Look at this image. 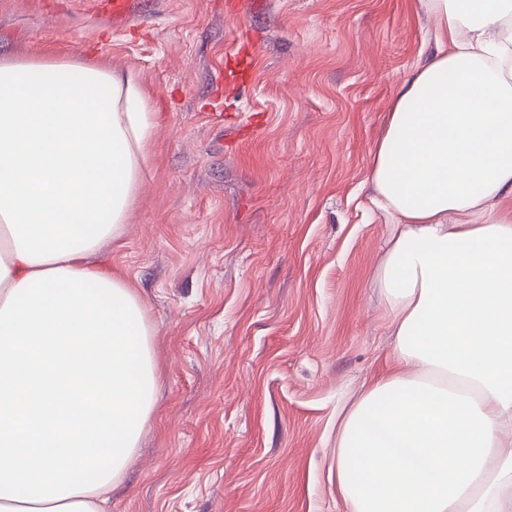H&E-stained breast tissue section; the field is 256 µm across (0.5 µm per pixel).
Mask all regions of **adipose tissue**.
Listing matches in <instances>:
<instances>
[{
	"mask_svg": "<svg viewBox=\"0 0 512 512\" xmlns=\"http://www.w3.org/2000/svg\"><path fill=\"white\" fill-rule=\"evenodd\" d=\"M436 52L371 152L393 347L336 429L344 512H512V0H421ZM100 60L0 59V512H102L156 408L121 236L159 127Z\"/></svg>",
	"mask_w": 512,
	"mask_h": 512,
	"instance_id": "1",
	"label": "adipose tissue"
}]
</instances>
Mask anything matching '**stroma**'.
I'll use <instances>...</instances> for the list:
<instances>
[{"instance_id": "obj_1", "label": "stroma", "mask_w": 512, "mask_h": 512, "mask_svg": "<svg viewBox=\"0 0 512 512\" xmlns=\"http://www.w3.org/2000/svg\"><path fill=\"white\" fill-rule=\"evenodd\" d=\"M418 0H0V55L106 60L160 131L108 252L140 292L156 410L107 512H343L336 416L392 348L365 184Z\"/></svg>"}]
</instances>
